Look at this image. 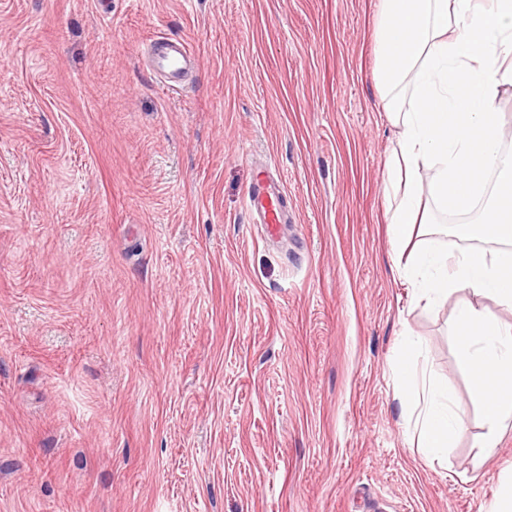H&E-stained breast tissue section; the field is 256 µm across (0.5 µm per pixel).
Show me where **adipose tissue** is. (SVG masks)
<instances>
[{"instance_id": "obj_1", "label": "adipose tissue", "mask_w": 512, "mask_h": 512, "mask_svg": "<svg viewBox=\"0 0 512 512\" xmlns=\"http://www.w3.org/2000/svg\"><path fill=\"white\" fill-rule=\"evenodd\" d=\"M378 2L374 80L384 112L400 128L387 160L385 190L394 202L387 232L394 249L409 252L396 274L429 305L462 289L495 302L492 311L457 305L453 321L458 360L484 413L479 446L489 450L512 430V322L497 314L512 312V157L501 152L512 131L495 111L500 87L512 83V0ZM491 170L497 186L490 194ZM426 196L446 215L479 203L484 209L473 224H428L420 211ZM415 232L421 240L412 249ZM449 237L466 249L449 252ZM485 240L495 249L482 248ZM422 348L403 333L392 369L416 412V444L433 461L455 445L463 424L451 394L419 367Z\"/></svg>"}]
</instances>
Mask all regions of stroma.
<instances>
[{
	"instance_id": "1",
	"label": "stroma",
	"mask_w": 512,
	"mask_h": 512,
	"mask_svg": "<svg viewBox=\"0 0 512 512\" xmlns=\"http://www.w3.org/2000/svg\"><path fill=\"white\" fill-rule=\"evenodd\" d=\"M378 0H0V512H488L452 336L394 274ZM184 40L172 91L143 64ZM269 169L294 219L246 207ZM465 422L426 463L400 335Z\"/></svg>"
}]
</instances>
